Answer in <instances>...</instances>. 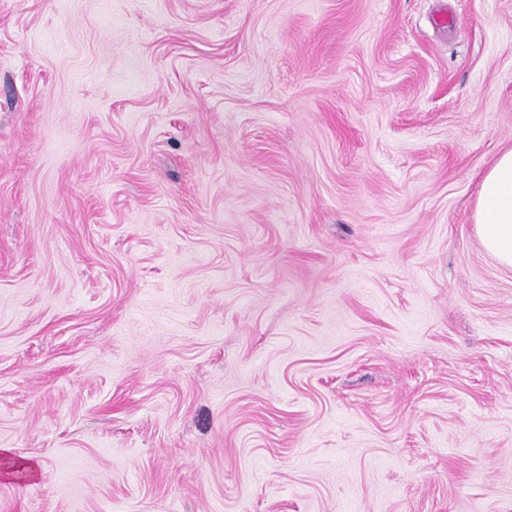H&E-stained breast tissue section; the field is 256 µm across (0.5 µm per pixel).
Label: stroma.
<instances>
[{
  "label": "stroma",
  "instance_id": "35a3bbf8",
  "mask_svg": "<svg viewBox=\"0 0 512 512\" xmlns=\"http://www.w3.org/2000/svg\"><path fill=\"white\" fill-rule=\"evenodd\" d=\"M508 147L512 0H0V512H512ZM475 221L484 248L512 269V148L501 150L482 173Z\"/></svg>",
  "mask_w": 512,
  "mask_h": 512
}]
</instances>
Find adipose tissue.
<instances>
[{"instance_id": "ef3b65f1", "label": "adipose tissue", "mask_w": 512, "mask_h": 512, "mask_svg": "<svg viewBox=\"0 0 512 512\" xmlns=\"http://www.w3.org/2000/svg\"><path fill=\"white\" fill-rule=\"evenodd\" d=\"M475 221L484 248L512 269V148L501 150L482 173Z\"/></svg>"}]
</instances>
